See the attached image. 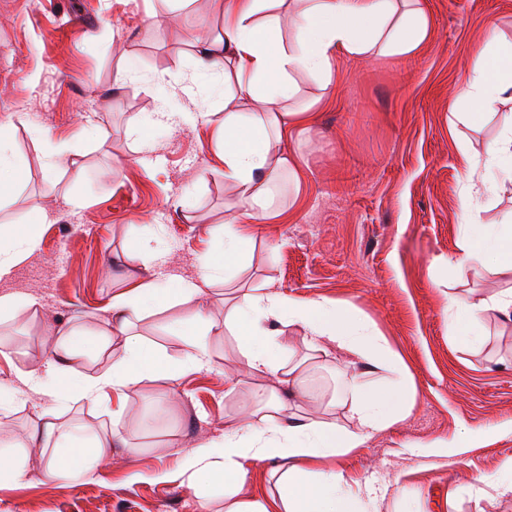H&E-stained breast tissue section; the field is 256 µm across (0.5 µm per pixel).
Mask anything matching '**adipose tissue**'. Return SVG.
Masks as SVG:
<instances>
[{"label": "adipose tissue", "instance_id": "adipose-tissue-1", "mask_svg": "<svg viewBox=\"0 0 512 512\" xmlns=\"http://www.w3.org/2000/svg\"><path fill=\"white\" fill-rule=\"evenodd\" d=\"M290 24V37H283V24ZM431 19L420 0H224V35L197 45L195 62L202 76L211 80L212 90L232 83L237 93L224 98V120L217 128L222 146L224 180L236 190V206L251 218L272 219L281 212L279 196L284 182H298L299 169L292 155L279 146L289 129L307 130L310 104L296 103L299 73L329 80L331 60L343 52L355 57H404L417 53L427 39ZM472 106L464 120H474L502 102L512 101V40L496 39L482 49L465 89ZM485 159L467 171L468 190L499 189L512 184V113L501 119V133L488 143ZM37 225L16 233L0 226V280L9 278L16 264L38 243ZM244 240L236 225L224 227L220 250L201 258L196 279L171 276L150 278L130 284L112 298V321L126 335L123 354L111 371L73 378L69 363L82 358L83 331H62L57 354L44 374L28 375L25 383L50 401L42 413V431L60 448L51 457L47 474L61 483L74 477L93 480L97 464L112 446L135 452L126 434L118 428L104 437L82 444L73 428L56 423L54 404L71 397L109 403L110 392L148 382L172 381L190 371L211 367L206 338L212 330L203 317L193 322L173 320L166 328L171 335L187 339L182 360H171L161 350L139 337L128 335L134 319L174 305H198L207 285L236 266ZM482 254L493 273L512 271V225H489L474 221L463 226L455 265ZM451 334L468 348L479 347L484 336L479 314L498 312L512 321V291L476 303L449 297ZM232 320L241 338V353L256 374L285 372L297 391L305 389V370L294 366L282 370L279 356L283 346L274 330L278 324L299 325L312 350L329 344L364 361L385 364L394 380L380 387L365 385L359 374L344 375L345 388L353 398V428L308 420L284 424L281 405L267 391L257 398L266 407L259 415L223 436L208 439L186 452L175 449L179 470L194 474L220 475L227 512H363L362 502L345 493V481L335 469L320 468V461L361 447L377 430L401 419L408 401L405 373L399 360L387 353L372 325L355 311L312 299L297 302L278 292H247L236 301ZM281 460V490L269 502H236L239 487L248 474L249 462Z\"/></svg>", "mask_w": 512, "mask_h": 512}]
</instances>
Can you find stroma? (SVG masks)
<instances>
[{"label": "stroma", "mask_w": 512, "mask_h": 512, "mask_svg": "<svg viewBox=\"0 0 512 512\" xmlns=\"http://www.w3.org/2000/svg\"><path fill=\"white\" fill-rule=\"evenodd\" d=\"M431 19L420 52L408 57L338 55L329 83L300 73L315 101L312 131L290 135L302 172L298 192L277 222L239 215L224 181L215 126L201 112L219 107L195 67V43L224 28L223 0H0V132L26 161L16 192L0 203V225L40 221L37 248L0 282V294L33 296L36 307L0 323V383L20 389L0 404V424L18 442L10 454L22 480H0V512H225L224 484L179 474L173 449L240 425L275 389L287 414L351 427L348 406L313 392L297 405L288 384L248 368L227 324L225 292L269 288L297 301L322 299L355 309L402 360L414 386L403 420L330 462L370 512H512V495L493 484L512 464V325L482 315V347H463L449 331L448 298L477 301L512 289V276L476 259L458 268L468 149L493 140L500 113L467 125L455 113L475 57L492 38H512V0H424ZM186 113L159 125L143 151L129 132L160 103ZM67 155L54 174L44 163L56 146ZM81 206H73V199ZM248 238L241 270L214 281L201 309L176 306L136 321L148 344L173 360L186 340L165 324L195 312L217 327L208 338L214 364L170 383L128 388L125 404L69 403L60 423L89 438L119 425L140 448H114L95 481L61 486L46 464L53 448L31 441L44 399L22 379L52 358L61 330L80 325L107 339L102 355L73 364L100 373L123 351L108 309L120 284L157 274L197 277L226 223ZM150 242L163 263L134 252ZM353 365L366 383L390 379L381 365L341 351L317 354L312 380L340 386ZM484 440L465 453L446 447L472 431ZM281 464L250 467L239 495L271 498Z\"/></svg>", "instance_id": "1"}]
</instances>
